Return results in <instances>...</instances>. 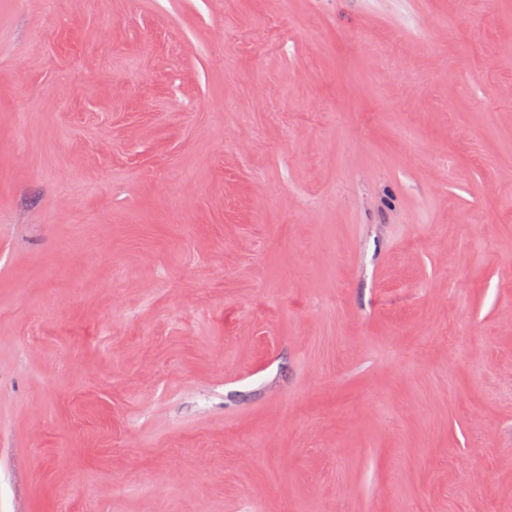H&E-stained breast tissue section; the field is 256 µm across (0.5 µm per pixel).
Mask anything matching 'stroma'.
Wrapping results in <instances>:
<instances>
[{"instance_id":"1","label":"stroma","mask_w":512,"mask_h":512,"mask_svg":"<svg viewBox=\"0 0 512 512\" xmlns=\"http://www.w3.org/2000/svg\"><path fill=\"white\" fill-rule=\"evenodd\" d=\"M0 512H512V0H0Z\"/></svg>"}]
</instances>
